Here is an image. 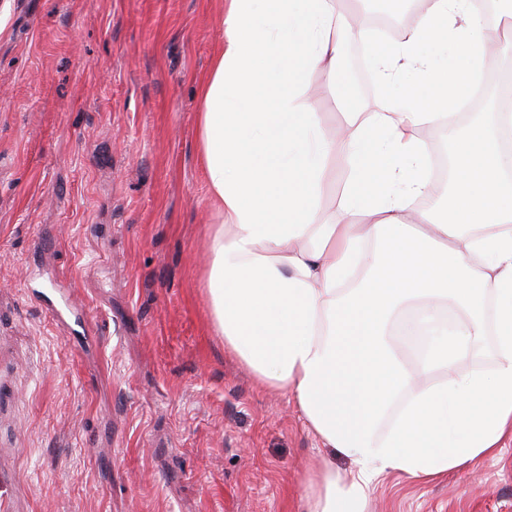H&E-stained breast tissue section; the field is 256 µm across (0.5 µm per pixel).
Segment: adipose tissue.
<instances>
[{"label":"adipose tissue","instance_id":"1","mask_svg":"<svg viewBox=\"0 0 512 512\" xmlns=\"http://www.w3.org/2000/svg\"><path fill=\"white\" fill-rule=\"evenodd\" d=\"M416 21L372 53L385 91L325 137L312 78L335 79L343 47L367 40L334 0H224L198 133L211 236L213 326L256 381L289 394L308 429L356 467L327 461L304 478L302 512H366L373 482L397 471L429 482L498 457L512 443V173L500 133L512 110L453 137L446 201L417 209L432 185L421 124L452 111L490 61L512 59L473 0H421ZM444 106L425 111L414 87ZM347 172L337 222L316 221L328 158ZM403 335L411 372L390 340ZM491 370L459 371L485 337Z\"/></svg>","mask_w":512,"mask_h":512}]
</instances>
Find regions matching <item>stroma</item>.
Masks as SVG:
<instances>
[{
    "label": "stroma",
    "instance_id": "obj_1",
    "mask_svg": "<svg viewBox=\"0 0 512 512\" xmlns=\"http://www.w3.org/2000/svg\"><path fill=\"white\" fill-rule=\"evenodd\" d=\"M221 0H0V442L29 512H298L351 460L224 347L199 86ZM71 291L57 320L31 269ZM368 512H512V446Z\"/></svg>",
    "mask_w": 512,
    "mask_h": 512
}]
</instances>
